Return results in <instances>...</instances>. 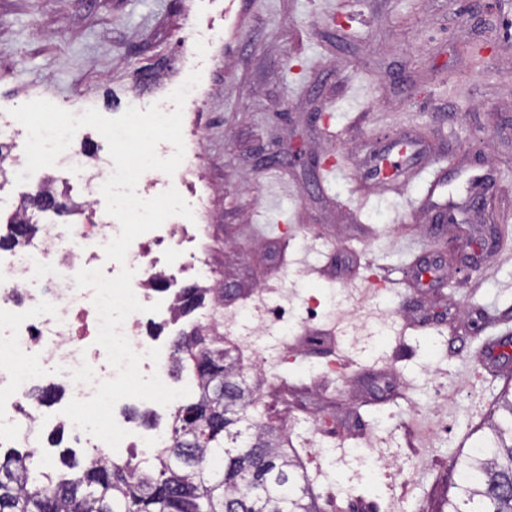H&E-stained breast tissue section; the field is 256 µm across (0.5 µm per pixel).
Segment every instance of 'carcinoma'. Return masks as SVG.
<instances>
[{
    "instance_id": "obj_1",
    "label": "carcinoma",
    "mask_w": 512,
    "mask_h": 512,
    "mask_svg": "<svg viewBox=\"0 0 512 512\" xmlns=\"http://www.w3.org/2000/svg\"><path fill=\"white\" fill-rule=\"evenodd\" d=\"M7 223L23 233L0 237V248L16 247L24 235L39 231L13 214ZM222 298L215 288H194L179 298L186 315L205 300ZM174 374H192V400L179 407L168 446L153 462L116 463L88 458L67 464L61 476L44 475L35 454L15 448L0 453V512H225L228 500L240 512H317L309 489L301 485L296 456L259 420L253 390L237 365L224 336L211 327H197L182 336ZM233 381L225 395L213 392L212 379ZM230 404L227 428L209 432L210 408ZM193 427L203 434L195 447L181 438ZM488 433L465 454L453 458L459 471L455 498L448 512H512V391L504 389L487 420Z\"/></svg>"
}]
</instances>
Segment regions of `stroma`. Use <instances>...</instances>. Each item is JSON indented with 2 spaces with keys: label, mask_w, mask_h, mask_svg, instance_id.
<instances>
[{
  "label": "stroma",
  "mask_w": 512,
  "mask_h": 512,
  "mask_svg": "<svg viewBox=\"0 0 512 512\" xmlns=\"http://www.w3.org/2000/svg\"><path fill=\"white\" fill-rule=\"evenodd\" d=\"M192 47L203 246L266 348L231 327L263 423L323 512H447L452 458L512 386V361L478 362L512 336V0H0V103L116 114ZM401 138L445 173L434 198L364 180Z\"/></svg>",
  "instance_id": "stroma-1"
}]
</instances>
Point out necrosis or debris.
<instances>
[{"mask_svg":"<svg viewBox=\"0 0 512 512\" xmlns=\"http://www.w3.org/2000/svg\"><path fill=\"white\" fill-rule=\"evenodd\" d=\"M26 137L25 128L0 107V167L10 174L25 166L24 155L15 153L14 147ZM84 137V131L76 132L56 167L86 190V221L42 225L28 246V263H17L0 253V420L11 425L8 433H0L4 448L39 447V436L46 428L66 423L63 414L46 416L35 407L30 393L39 383L50 382L61 386L69 398L86 400L93 396L99 381L115 375L104 349L96 343L94 291L76 288L73 276L77 271L101 265L106 276L113 277L122 267H129L134 271L132 288L137 299L145 305L160 303L158 314L132 313L122 327L132 348L143 356L148 349L159 348L158 339L144 333V325L159 315L173 317L177 298L171 291L155 297L146 292V285L154 280L174 281L188 271L203 280L214 276L207 258L188 247L201 229L198 219L206 211L207 200L203 194L194 197L192 218L170 217L160 228L134 240L125 264L107 261L104 246L120 231L117 220L106 213L101 194L113 163L108 152L101 151L96 164H88L77 147ZM128 405L124 399L114 408L116 423L127 432L118 449L80 429L75 432L76 439L113 461L141 457L164 447L163 435H145L128 419Z\"/></svg>","mask_w":512,"mask_h":512,"instance_id":"4bbe7bcc","label":"necrosis or debris"}]
</instances>
